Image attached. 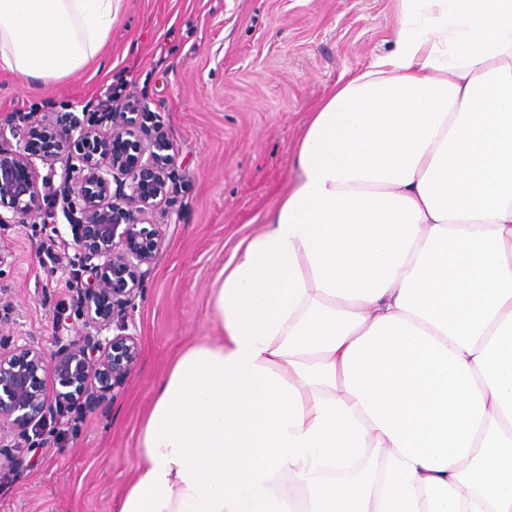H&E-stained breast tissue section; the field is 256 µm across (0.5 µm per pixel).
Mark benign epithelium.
I'll list each match as a JSON object with an SVG mask.
<instances>
[{
    "instance_id": "obj_1",
    "label": "benign epithelium",
    "mask_w": 512,
    "mask_h": 512,
    "mask_svg": "<svg viewBox=\"0 0 512 512\" xmlns=\"http://www.w3.org/2000/svg\"><path fill=\"white\" fill-rule=\"evenodd\" d=\"M148 112H69L64 124L27 129L16 150L0 149V224H18L51 191L69 222L81 270L95 282L78 289L84 333L53 337L52 348L0 339V470H21L22 446L40 448L50 426L78 402L104 398L137 367L140 348L128 308L163 242L148 216L165 203L176 151L161 129L143 144ZM73 151L60 186L38 181L34 159L52 164L50 147Z\"/></svg>"
}]
</instances>
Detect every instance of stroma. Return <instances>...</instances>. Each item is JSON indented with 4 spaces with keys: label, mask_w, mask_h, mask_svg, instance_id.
<instances>
[{
    "label": "stroma",
    "mask_w": 512,
    "mask_h": 512,
    "mask_svg": "<svg viewBox=\"0 0 512 512\" xmlns=\"http://www.w3.org/2000/svg\"><path fill=\"white\" fill-rule=\"evenodd\" d=\"M394 0H125L99 59L30 88L0 71V124L23 129L68 112H104L109 97L148 105L178 156L164 236L130 313L136 370L95 407H81L0 477V512H116L140 463L146 407L178 348L217 334L210 302L237 243L287 190L295 144L340 81L389 52ZM52 196L22 224H0V335L51 346L72 336L78 266Z\"/></svg>",
    "instance_id": "1"
}]
</instances>
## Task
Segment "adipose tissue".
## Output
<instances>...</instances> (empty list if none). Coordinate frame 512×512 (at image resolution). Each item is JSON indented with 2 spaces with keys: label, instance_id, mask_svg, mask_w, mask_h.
<instances>
[{
  "label": "adipose tissue",
  "instance_id": "1",
  "mask_svg": "<svg viewBox=\"0 0 512 512\" xmlns=\"http://www.w3.org/2000/svg\"><path fill=\"white\" fill-rule=\"evenodd\" d=\"M395 2L157 385L117 512H512V0ZM123 8L0 0V70H85Z\"/></svg>",
  "mask_w": 512,
  "mask_h": 512
}]
</instances>
